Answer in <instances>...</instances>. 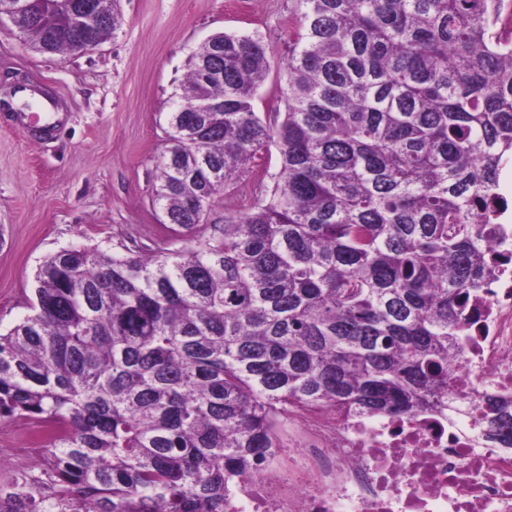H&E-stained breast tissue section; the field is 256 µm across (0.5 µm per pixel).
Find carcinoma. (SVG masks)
<instances>
[{
    "instance_id": "cac0c4a2",
    "label": "carcinoma",
    "mask_w": 512,
    "mask_h": 512,
    "mask_svg": "<svg viewBox=\"0 0 512 512\" xmlns=\"http://www.w3.org/2000/svg\"><path fill=\"white\" fill-rule=\"evenodd\" d=\"M19 2L37 51L84 50L86 0ZM302 4L282 111L254 109L261 40L218 32L189 58L153 196L181 247L39 266L0 333V420L35 424L48 459L0 512H225L288 406L412 415L448 390L512 157V47L492 34L512 0ZM96 6L101 41L123 17ZM247 174L264 194L202 225Z\"/></svg>"
}]
</instances>
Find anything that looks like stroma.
I'll use <instances>...</instances> for the list:
<instances>
[{
  "label": "stroma",
  "mask_w": 512,
  "mask_h": 512,
  "mask_svg": "<svg viewBox=\"0 0 512 512\" xmlns=\"http://www.w3.org/2000/svg\"><path fill=\"white\" fill-rule=\"evenodd\" d=\"M124 22L96 50L33 49L0 20V83L45 89L62 118L47 138L0 111V327L28 315L43 259L74 246L153 249L167 239L152 204L165 118L189 55L213 34L260 38L282 66L299 0H120ZM25 419L0 421V484L42 460Z\"/></svg>",
  "instance_id": "obj_1"
}]
</instances>
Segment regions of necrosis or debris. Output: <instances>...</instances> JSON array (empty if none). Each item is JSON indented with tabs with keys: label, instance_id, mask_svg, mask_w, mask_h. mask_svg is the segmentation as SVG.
I'll list each match as a JSON object with an SVG mask.
<instances>
[{
	"label": "necrosis or debris",
	"instance_id": "necrosis-or-debris-1",
	"mask_svg": "<svg viewBox=\"0 0 512 512\" xmlns=\"http://www.w3.org/2000/svg\"><path fill=\"white\" fill-rule=\"evenodd\" d=\"M493 264L464 310L448 389L428 411L299 410L287 446L227 488L225 512H512V194L497 185Z\"/></svg>",
	"mask_w": 512,
	"mask_h": 512
}]
</instances>
